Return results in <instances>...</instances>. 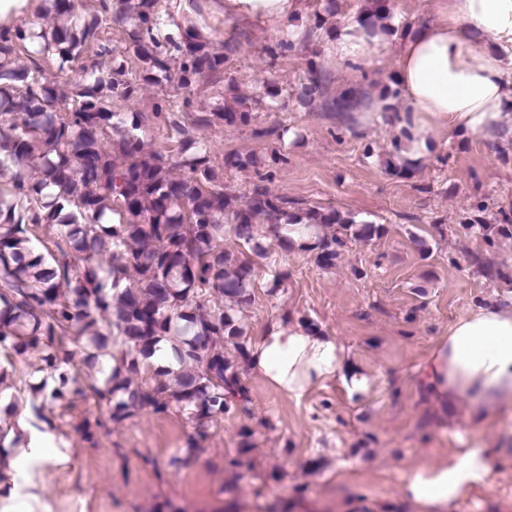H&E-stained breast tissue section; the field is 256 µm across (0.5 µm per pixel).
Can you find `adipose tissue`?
<instances>
[{
  "label": "adipose tissue",
  "instance_id": "adipose-tissue-1",
  "mask_svg": "<svg viewBox=\"0 0 512 512\" xmlns=\"http://www.w3.org/2000/svg\"><path fill=\"white\" fill-rule=\"evenodd\" d=\"M436 11V22L395 50L358 21L345 24L330 44L340 64L393 56L400 110L389 111V99L377 97L355 112V127L389 122L399 135L397 159L411 166L460 135L512 132V0H438ZM247 359L286 397H302L335 377L352 395L369 388L368 378L347 364L336 336L305 324H273L250 343ZM422 382L441 412L465 402L463 421L473 428L512 406V290L449 324L425 363ZM491 470L489 448L475 443L407 468L401 492L416 512H452L487 484Z\"/></svg>",
  "mask_w": 512,
  "mask_h": 512
}]
</instances>
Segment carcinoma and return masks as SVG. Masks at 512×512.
<instances>
[{"instance_id":"cac0c4a2","label":"carcinoma","mask_w":512,"mask_h":512,"mask_svg":"<svg viewBox=\"0 0 512 512\" xmlns=\"http://www.w3.org/2000/svg\"><path fill=\"white\" fill-rule=\"evenodd\" d=\"M52 21L0 29V81L27 82L22 94L0 85V355H33L29 413L51 424L47 406L69 407L77 397L108 400V419L121 424L138 411L174 414L202 436L247 399L238 365L224 355L223 340L246 357L243 311L252 302L250 261L224 251L230 231L258 256L272 245L257 235L265 224L277 241H288L290 224L314 229L300 248L316 252L323 267L335 265L347 239L369 241L381 224H358L334 209L323 210L256 184L242 203L224 192L223 173L208 146L175 119L187 111L163 91L172 70L190 87L224 70V54L191 21L178 34L161 35L167 21L156 0H99L100 11L76 26L75 0H48ZM389 0H371L364 23L375 26ZM132 21L129 42L118 49L101 36L107 21ZM80 63L73 96L57 95L39 74L17 64V50L50 58L62 72ZM139 61L142 79L162 89L155 115L178 134L176 155L145 148L138 115L114 112L109 98L131 100L138 84L126 78L128 55ZM321 93L320 73L310 71L301 100ZM266 91L247 99L207 105L197 123H249L246 109ZM254 153L225 157L228 167L257 168ZM336 224L344 236L320 230ZM483 236L512 233V218L482 224ZM51 239L41 250L38 233ZM172 343L179 366L154 370L146 383L142 359L162 340ZM82 347L75 360L71 346Z\"/></svg>"}]
</instances>
